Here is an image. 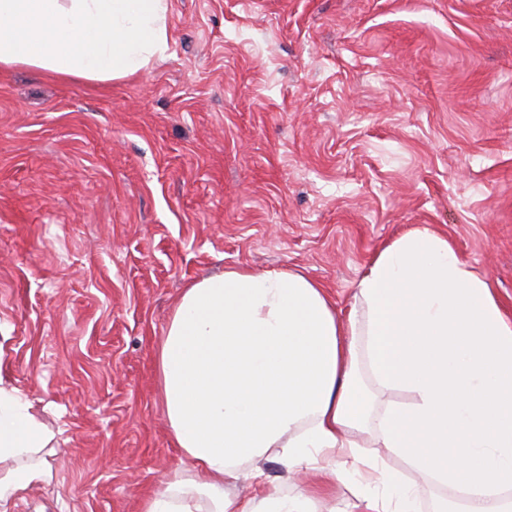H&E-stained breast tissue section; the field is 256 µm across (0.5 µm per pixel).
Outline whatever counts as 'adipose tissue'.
I'll use <instances>...</instances> for the list:
<instances>
[{
    "label": "adipose tissue",
    "instance_id": "adipose-tissue-1",
    "mask_svg": "<svg viewBox=\"0 0 512 512\" xmlns=\"http://www.w3.org/2000/svg\"><path fill=\"white\" fill-rule=\"evenodd\" d=\"M167 0H0V68L61 77H126L166 47ZM364 317L336 316L324 288L285 270L230 268L184 288L156 354L162 411L192 464L148 495L142 512H318L342 480L362 512H416L418 492L382 457L361 452L368 364L410 407L379 421L377 444L463 489L435 512H512V320L444 236L415 228L382 250L357 282ZM56 432L0 377V503L52 471ZM276 460L271 477L262 460ZM314 472L313 492L284 494ZM251 482L249 498L233 495Z\"/></svg>",
    "mask_w": 512,
    "mask_h": 512
}]
</instances>
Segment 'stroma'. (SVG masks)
I'll return each mask as SVG.
<instances>
[{"mask_svg":"<svg viewBox=\"0 0 512 512\" xmlns=\"http://www.w3.org/2000/svg\"><path fill=\"white\" fill-rule=\"evenodd\" d=\"M166 32L123 78L0 72V374L61 432L52 482L0 512H140L187 471L155 353L225 267L302 273L344 319L426 227L512 317V0H168ZM362 381L372 453L414 396Z\"/></svg>","mask_w":512,"mask_h":512,"instance_id":"obj_1","label":"stroma"}]
</instances>
